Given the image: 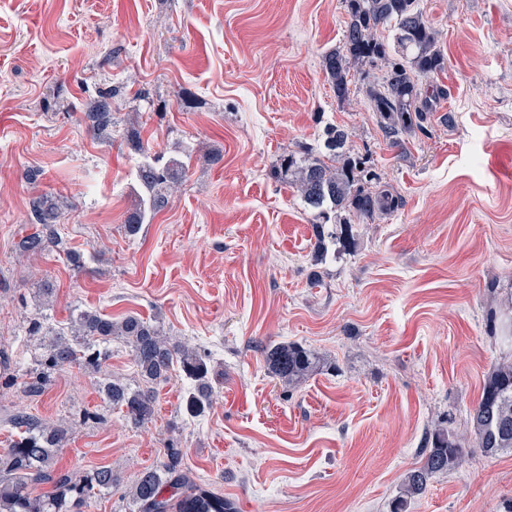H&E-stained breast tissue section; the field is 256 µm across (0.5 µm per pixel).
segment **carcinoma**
I'll return each instance as SVG.
<instances>
[{
  "label": "carcinoma",
  "instance_id": "obj_1",
  "mask_svg": "<svg viewBox=\"0 0 512 512\" xmlns=\"http://www.w3.org/2000/svg\"><path fill=\"white\" fill-rule=\"evenodd\" d=\"M346 21L342 46L322 57V68L339 102L349 99L353 74L358 64H387L386 77L379 86L367 88L372 111L381 129L397 139L422 127L433 110L435 93L422 88L420 79L446 67L437 47V33L415 6V0H345ZM389 27L392 41L379 37ZM110 94H101L87 104V116L104 128L111 112ZM349 130L339 126L326 129L325 157L308 150L280 157L274 166L275 178L295 186L305 208L322 219L317 225V250L328 244L350 240L353 219L371 221L378 214L399 205L397 195L385 187H374L376 176L365 158L350 146ZM141 154L137 168L140 188L137 205L125 220L129 235L139 232L165 206L169 191L182 179L184 164L171 159L159 164L150 148L136 142ZM60 212L46 199L36 206L40 229L22 240L25 252L41 253L56 240ZM339 225L332 230L327 223ZM29 334L46 339L36 358V368L23 381L24 391L41 396L54 374L78 364L99 369L107 346L119 340L131 349L134 365L144 387L132 389L118 380L104 383L109 404L122 410L135 426L152 421L155 413V382L167 377L174 361L194 382L187 400L191 413L201 412L212 395L208 379V354L196 347L174 343L153 322L138 314L120 320L98 311L80 309L68 326L58 329L33 322ZM269 374L285 385L298 387L317 370L320 361L309 350L294 343H279L263 349ZM19 429L0 453V512H90L96 500L112 492L117 478L108 467L75 477L56 467V452L68 441L67 430L48 425L27 413L10 419ZM472 436L467 439L443 428L427 438L420 466L408 471L402 494L392 503V512H405L409 499L422 495L429 479L460 467L474 451L487 457L512 452V358L495 363L487 374L480 399L470 411ZM166 460L158 467L142 471L130 486L137 512H237L224 495L205 489L190 477L183 451L170 440L165 445Z\"/></svg>",
  "mask_w": 512,
  "mask_h": 512
}]
</instances>
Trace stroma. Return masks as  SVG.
<instances>
[{"label":"stroma","mask_w":512,"mask_h":512,"mask_svg":"<svg viewBox=\"0 0 512 512\" xmlns=\"http://www.w3.org/2000/svg\"><path fill=\"white\" fill-rule=\"evenodd\" d=\"M417 6L447 61L443 93L396 144L365 93L384 66H355L342 103L323 74L343 43V0H0V451L13 413L68 428L60 469L107 466L124 480L93 512H133L129 481L171 440L237 512H391L427 432L466 431L485 375L512 355V0ZM101 91L112 122L98 129L85 107ZM331 125L351 130L400 204L318 261L314 214L270 171L298 146L320 148ZM131 128L188 165L133 236ZM46 195L61 242L21 252ZM78 307L159 318L208 351L204 413L187 411L193 383L178 368L156 387L151 423L112 409L104 377L140 383L119 341L101 372L67 367L27 397L40 344L30 320L63 324ZM279 342L321 358L300 387L266 370L262 350ZM84 410L101 422H82ZM510 502L512 453L477 454L431 477L407 512Z\"/></svg>","instance_id":"1"}]
</instances>
